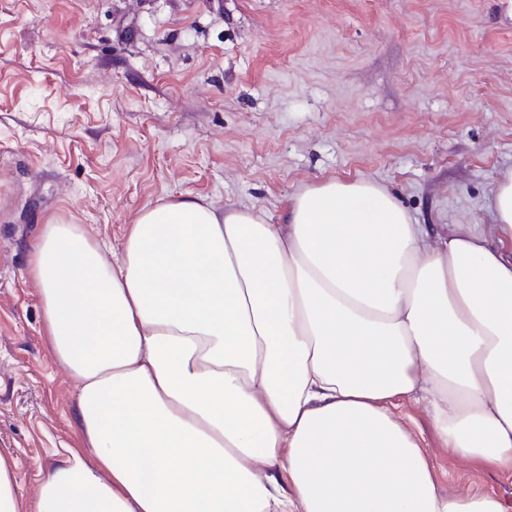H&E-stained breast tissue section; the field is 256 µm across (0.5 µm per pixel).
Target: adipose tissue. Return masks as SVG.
Masks as SVG:
<instances>
[{"label": "adipose tissue", "instance_id": "obj_1", "mask_svg": "<svg viewBox=\"0 0 512 512\" xmlns=\"http://www.w3.org/2000/svg\"><path fill=\"white\" fill-rule=\"evenodd\" d=\"M487 229L414 223L384 186L329 179L281 223L162 199L114 258L41 225L42 335L78 385L76 447L0 512H504L442 491L400 399L443 447L512 473V171Z\"/></svg>", "mask_w": 512, "mask_h": 512}]
</instances>
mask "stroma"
Here are the masks:
<instances>
[{"label": "stroma", "mask_w": 512, "mask_h": 512, "mask_svg": "<svg viewBox=\"0 0 512 512\" xmlns=\"http://www.w3.org/2000/svg\"><path fill=\"white\" fill-rule=\"evenodd\" d=\"M512 171V0H0V454L35 495L77 387L27 275L41 225L119 245L163 197L280 223L323 180L385 186L419 224H488ZM401 413L441 488L512 474Z\"/></svg>", "instance_id": "35a3bbf8"}]
</instances>
